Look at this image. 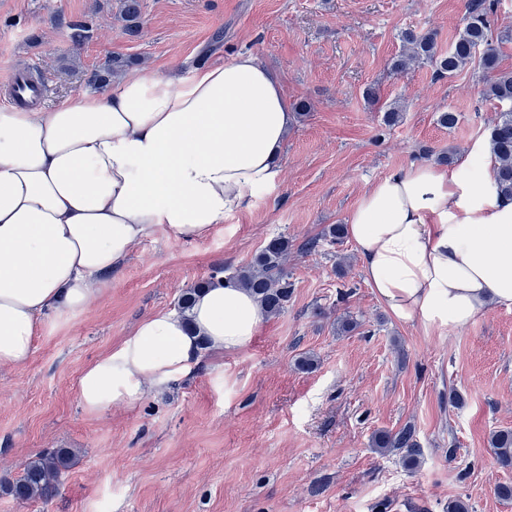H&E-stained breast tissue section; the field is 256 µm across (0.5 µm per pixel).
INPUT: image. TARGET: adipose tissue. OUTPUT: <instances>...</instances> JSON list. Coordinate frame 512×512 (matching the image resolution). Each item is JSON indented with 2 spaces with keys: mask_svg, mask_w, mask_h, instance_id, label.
I'll return each mask as SVG.
<instances>
[{
  "mask_svg": "<svg viewBox=\"0 0 512 512\" xmlns=\"http://www.w3.org/2000/svg\"><path fill=\"white\" fill-rule=\"evenodd\" d=\"M294 120L281 78L255 55L189 74L126 75L52 108L0 106V366L24 365L41 321L85 310L145 238L202 237L274 187ZM488 141L440 168L414 163L364 191L346 233L393 317L466 327L512 304V201ZM252 294L215 279L186 313L158 311L79 379L84 410L132 404L230 356L262 321Z\"/></svg>",
  "mask_w": 512,
  "mask_h": 512,
  "instance_id": "adipose-tissue-1",
  "label": "adipose tissue"
}]
</instances>
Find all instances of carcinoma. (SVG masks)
Segmentation results:
<instances>
[{
    "label": "carcinoma",
    "mask_w": 512,
    "mask_h": 512,
    "mask_svg": "<svg viewBox=\"0 0 512 512\" xmlns=\"http://www.w3.org/2000/svg\"><path fill=\"white\" fill-rule=\"evenodd\" d=\"M499 4L500 0H467L463 27L445 53L437 50L436 40L430 33H404V51L393 59L391 68L402 73L413 63H429L435 66L438 75L451 78L466 65L478 63L482 70V95L501 105L497 117L487 128L494 162L493 180L500 196L512 201V72L499 70L496 48L497 44L512 40V33L494 28L493 16ZM121 15L128 22L126 29L132 30V24L141 15L140 0H122ZM128 65V59L114 55L107 67L92 73L89 82L105 83ZM290 247L286 237L270 239L251 265L235 275V280L253 294L266 314H279L291 298L293 284L286 270ZM372 443L380 454L405 450L403 462L408 467L416 466L421 455L415 432L410 427L396 433L379 431L372 437ZM490 446L496 464L512 468V429L494 432ZM74 458L75 454L68 448L42 451L25 465L20 478L9 485V494L22 503L52 497L62 471L71 466Z\"/></svg>",
    "instance_id": "obj_1"
}]
</instances>
